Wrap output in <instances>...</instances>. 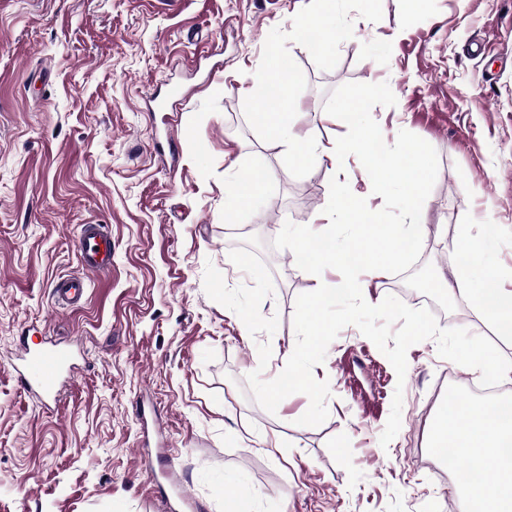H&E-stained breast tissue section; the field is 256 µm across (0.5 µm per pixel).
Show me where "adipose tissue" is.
<instances>
[{"instance_id":"1","label":"adipose tissue","mask_w":512,"mask_h":512,"mask_svg":"<svg viewBox=\"0 0 512 512\" xmlns=\"http://www.w3.org/2000/svg\"><path fill=\"white\" fill-rule=\"evenodd\" d=\"M476 263L471 252H464L443 285L464 289L474 311L512 342V267L476 284ZM431 445L441 451L455 449L471 466L492 471V478L466 482L470 512H512L511 406L464 403L438 418Z\"/></svg>"}]
</instances>
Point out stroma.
<instances>
[{
  "mask_svg": "<svg viewBox=\"0 0 512 512\" xmlns=\"http://www.w3.org/2000/svg\"><path fill=\"white\" fill-rule=\"evenodd\" d=\"M309 2L0 0V512H172L158 487L170 468L196 512H465L459 479L428 477L447 407L441 372L452 371L458 401L491 406L512 401V373L481 389L478 370L428 339L408 349L401 379L349 325L313 369L329 384L323 424L298 425L305 394L272 414L247 383L282 371L297 296L337 278L271 245L285 222L322 213L333 162L293 177L285 145L259 138L243 109L269 32L291 31ZM382 10L376 23L353 16L333 69L288 43L306 80L294 131L335 142L347 128L325 111L330 93L388 83L395 105L371 110L385 143L418 135L439 171L419 260L361 275L362 294L419 308L411 285L426 270L440 327L493 336L441 282L463 247L482 274L512 267V0H382ZM172 83L181 96L157 108ZM85 224L112 236L106 273L81 264ZM82 275L84 298L58 305L57 282ZM55 345L71 348L74 374L48 402L16 365L22 349ZM399 386L401 428L384 447Z\"/></svg>",
  "mask_w": 512,
  "mask_h": 512,
  "instance_id": "obj_1",
  "label": "stroma"
}]
</instances>
